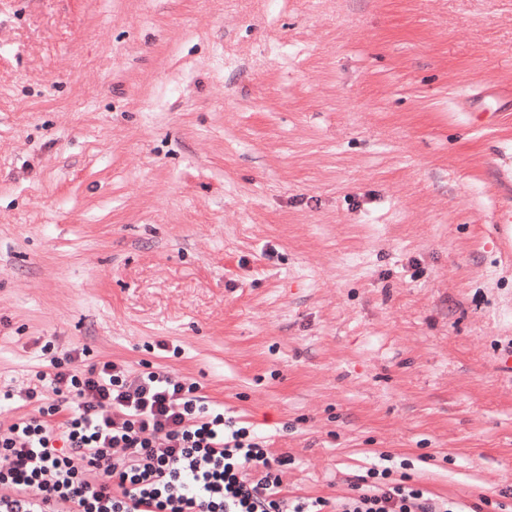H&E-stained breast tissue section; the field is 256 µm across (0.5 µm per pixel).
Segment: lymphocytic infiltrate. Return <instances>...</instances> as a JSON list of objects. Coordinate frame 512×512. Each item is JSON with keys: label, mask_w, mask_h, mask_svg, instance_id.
Returning a JSON list of instances; mask_svg holds the SVG:
<instances>
[{"label": "lymphocytic infiltrate", "mask_w": 512, "mask_h": 512, "mask_svg": "<svg viewBox=\"0 0 512 512\" xmlns=\"http://www.w3.org/2000/svg\"><path fill=\"white\" fill-rule=\"evenodd\" d=\"M36 379L33 411L0 425V512H482L386 468L333 503L287 497L264 440L166 373L106 361Z\"/></svg>", "instance_id": "obj_1"}]
</instances>
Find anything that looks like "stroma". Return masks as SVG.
Segmentation results:
<instances>
[{
  "instance_id": "obj_1",
  "label": "stroma",
  "mask_w": 512,
  "mask_h": 512,
  "mask_svg": "<svg viewBox=\"0 0 512 512\" xmlns=\"http://www.w3.org/2000/svg\"><path fill=\"white\" fill-rule=\"evenodd\" d=\"M0 391L198 382L289 497L512 512V0H0ZM507 180L510 186L508 202L499 209L497 213V224L495 225L498 233L501 236V239L503 240L506 252L509 255L512 243V200L510 201L512 193V181L509 177Z\"/></svg>"
}]
</instances>
